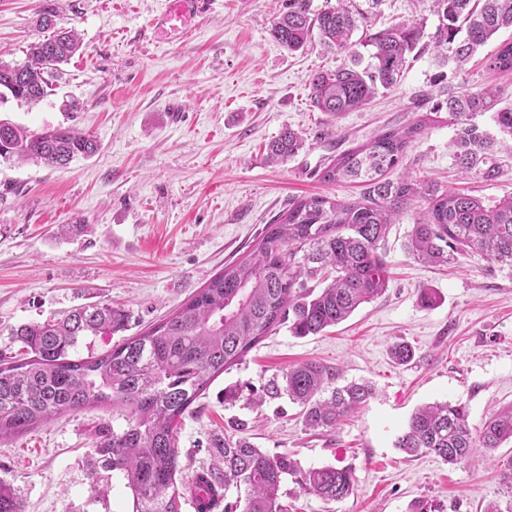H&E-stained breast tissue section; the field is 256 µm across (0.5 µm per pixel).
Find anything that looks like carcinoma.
I'll use <instances>...</instances> for the list:
<instances>
[{
	"label": "carcinoma",
	"instance_id": "cac0c4a2",
	"mask_svg": "<svg viewBox=\"0 0 512 512\" xmlns=\"http://www.w3.org/2000/svg\"><path fill=\"white\" fill-rule=\"evenodd\" d=\"M368 0L363 10L351 0L312 12L310 0H288L270 35L291 53L314 39L340 57L334 70L313 74L308 97L332 120L368 104L398 81L418 48L422 27L401 22L375 29ZM439 18L431 36L438 57L461 70L502 29L512 28V0H433ZM358 39H353L355 33ZM73 30L32 45L18 83L19 101L33 103L47 94L60 65L79 50ZM486 70L512 74V42L485 60ZM448 113L457 126L450 143L456 167L485 182L499 179V152L512 151V107L499 106L493 90H463L431 102L413 122L378 131L367 141L325 159L318 169L324 183L357 182L358 200L312 195L295 197L246 254L224 265L169 317L137 336L116 342L100 355L77 356L84 336L128 330L130 316L110 304L86 305L60 319L25 323L12 329L23 353L0 355V441L21 435L53 417L89 406L125 412L120 431L102 426L97 448L105 466L120 473L133 498V512H182L202 490L219 505L234 489L242 499L224 512H289L281 486L291 479L322 501L337 502L355 489L353 471L325 465L304 469L286 453L270 455L244 436L216 439L217 463L184 485L178 478L174 436L185 414L214 378L243 361L248 352L281 325L297 337L317 335L349 318L358 307L386 290L387 264L380 251L394 219L416 207L408 252L427 265L476 255L512 267V196L493 205L455 189L422 181L408 169V149L421 133ZM492 113L498 135L478 122ZM305 146L286 129L267 145L268 159L282 162ZM90 136L72 129L39 134L0 121V157L36 158L66 167L96 153ZM403 169L397 179L388 174ZM335 374L310 362L273 376L242 396L236 385L224 389V402L244 400L258 408L282 395L302 408L307 427L336 426L373 394L366 383L335 386ZM512 443V406L489 417L473 435L462 403L435 402L416 409L395 447L413 456L431 454L445 464L485 454ZM0 512H24L10 485L0 480Z\"/></svg>",
	"mask_w": 512,
	"mask_h": 512
}]
</instances>
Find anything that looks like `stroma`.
I'll return each instance as SVG.
<instances>
[{"label":"stroma","mask_w":512,"mask_h":512,"mask_svg":"<svg viewBox=\"0 0 512 512\" xmlns=\"http://www.w3.org/2000/svg\"><path fill=\"white\" fill-rule=\"evenodd\" d=\"M166 0H0V60L19 64L47 39L43 6L54 27L75 30L78 53L37 104L0 103V119L39 133L73 128L98 144L91 157L56 168L40 160L0 162V350L17 351L12 328L59 317L73 308L109 303L131 316L137 335L177 310L225 262L246 254L265 224L291 198L321 194L357 199L363 190L321 182L316 171L333 146L348 148L386 126L412 121L426 97L492 86L512 104V75L487 72L480 59L465 71L438 64L432 43L410 55L399 82L363 108L331 120L307 97L314 72L333 69L321 45L291 53L269 34L285 0H219L186 38L156 39L153 19ZM422 25L438 18L430 0H382L376 28ZM305 139L286 161L266 157L285 129ZM455 128L440 120L412 142L417 175L483 200L512 195V155L501 154L498 181L461 179L449 148ZM64 224H81L77 236ZM412 214L391 225L381 251L389 266L384 294L346 321L315 336L279 327L243 363L215 378L176 436L179 478L191 482L212 463L215 437H245L269 453L285 452L302 467H352L356 490L326 503L285 482L292 512H512L500 465L512 444L493 456L455 465L395 446L419 407L465 404L472 430L512 404V268L473 258L429 267L407 250ZM437 289L430 308L420 288ZM408 343L411 362L391 348ZM306 362L335 371L338 384L366 382L372 396L336 427H306L288 399L258 409L225 403L224 389L264 383ZM123 429L111 407L92 406L0 442V478L24 512H132L130 490L102 465L96 431Z\"/></svg>","instance_id":"obj_1"}]
</instances>
